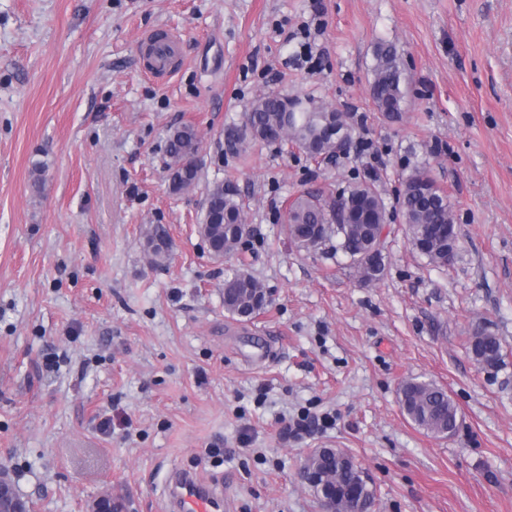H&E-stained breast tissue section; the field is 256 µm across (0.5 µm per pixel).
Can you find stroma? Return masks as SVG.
Returning a JSON list of instances; mask_svg holds the SVG:
<instances>
[{"mask_svg": "<svg viewBox=\"0 0 512 512\" xmlns=\"http://www.w3.org/2000/svg\"><path fill=\"white\" fill-rule=\"evenodd\" d=\"M158 33L177 42L166 79L145 73ZM380 43L403 62L398 120L371 95ZM269 92L348 113L347 155L226 152ZM184 124L202 176L175 194ZM422 165L454 214L443 268L399 214ZM356 177L389 214L370 284L335 242L298 250L278 222L300 191ZM222 180L251 233L218 259L198 226ZM241 260L269 296L246 322L224 311ZM479 328L501 367L466 349ZM415 377L454 401L452 436L404 414ZM315 448L369 474L373 512H512V0H0V470L30 512H167L179 468L222 482L235 512H319L298 479ZM199 151L200 139L193 126L182 125L170 129L167 138V154L170 158L168 171L174 170L176 174L177 183L171 186L174 193L187 191L199 182L200 167L191 162ZM196 160L198 163V156ZM170 249V241L166 229L156 225L147 233L146 250L158 260H164ZM468 349L473 359L483 367L497 368L504 363L500 339L485 330H479L469 337Z\"/></svg>", "mask_w": 512, "mask_h": 512, "instance_id": "obj_1", "label": "stroma"}]
</instances>
